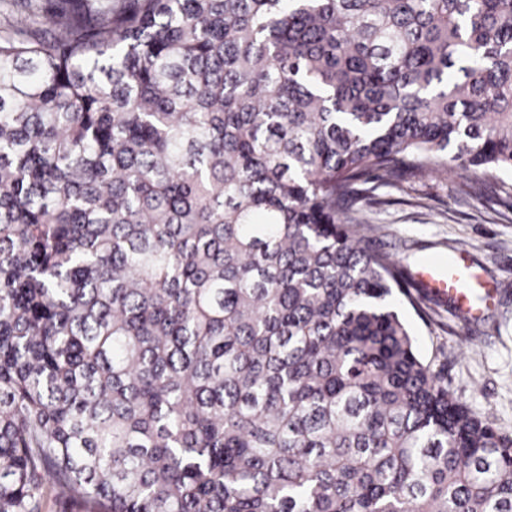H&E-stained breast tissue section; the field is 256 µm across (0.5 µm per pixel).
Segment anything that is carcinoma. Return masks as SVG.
Returning <instances> with one entry per match:
<instances>
[{
	"instance_id": "1",
	"label": "carcinoma",
	"mask_w": 512,
	"mask_h": 512,
	"mask_svg": "<svg viewBox=\"0 0 512 512\" xmlns=\"http://www.w3.org/2000/svg\"><path fill=\"white\" fill-rule=\"evenodd\" d=\"M0 35V512H512L352 230L512 171V0H105Z\"/></svg>"
}]
</instances>
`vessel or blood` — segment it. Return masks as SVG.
<instances>
[{"label":"vessel or blood","mask_w":512,"mask_h":512,"mask_svg":"<svg viewBox=\"0 0 512 512\" xmlns=\"http://www.w3.org/2000/svg\"><path fill=\"white\" fill-rule=\"evenodd\" d=\"M420 274L433 287L454 299L464 315L472 319L483 316V305L474 304L471 298L472 290L482 287L483 282L480 275L469 266L466 252H456L454 258L445 265L435 260L422 264Z\"/></svg>","instance_id":"obj_1"}]
</instances>
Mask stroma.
Wrapping results in <instances>:
<instances>
[{"instance_id": "stroma-1", "label": "stroma", "mask_w": 512, "mask_h": 512, "mask_svg": "<svg viewBox=\"0 0 512 512\" xmlns=\"http://www.w3.org/2000/svg\"><path fill=\"white\" fill-rule=\"evenodd\" d=\"M357 231L396 256L418 309H405L420 349L449 388L493 427L512 432V171L406 176L363 201ZM463 250L496 300L480 320L459 313L417 279L420 262Z\"/></svg>"}]
</instances>
